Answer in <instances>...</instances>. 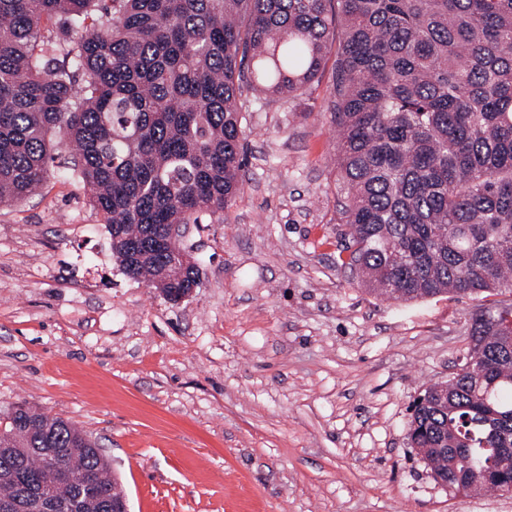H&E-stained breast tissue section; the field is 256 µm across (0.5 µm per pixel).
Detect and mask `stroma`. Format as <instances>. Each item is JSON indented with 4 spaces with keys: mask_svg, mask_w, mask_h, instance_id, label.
Listing matches in <instances>:
<instances>
[{
    "mask_svg": "<svg viewBox=\"0 0 512 512\" xmlns=\"http://www.w3.org/2000/svg\"><path fill=\"white\" fill-rule=\"evenodd\" d=\"M333 83L243 89V190L184 228L201 284L181 303L122 272L79 179L0 206V410L92 434L131 512H512L448 491L407 440L472 313L512 293L387 300L341 265Z\"/></svg>",
    "mask_w": 512,
    "mask_h": 512,
    "instance_id": "35a3bbf8",
    "label": "stroma"
}]
</instances>
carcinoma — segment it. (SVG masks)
Here are the masks:
<instances>
[{"label": "carcinoma", "instance_id": "1", "mask_svg": "<svg viewBox=\"0 0 512 512\" xmlns=\"http://www.w3.org/2000/svg\"><path fill=\"white\" fill-rule=\"evenodd\" d=\"M50 25L80 33L62 59ZM331 52L345 265L395 300L512 292V0H0V204L70 141L123 273L172 302L165 225L224 221L243 184L241 89L297 99ZM469 339L448 404H412L410 447L508 493L512 305L475 312ZM117 489L82 428L0 415L13 512H113Z\"/></svg>", "mask_w": 512, "mask_h": 512}]
</instances>
